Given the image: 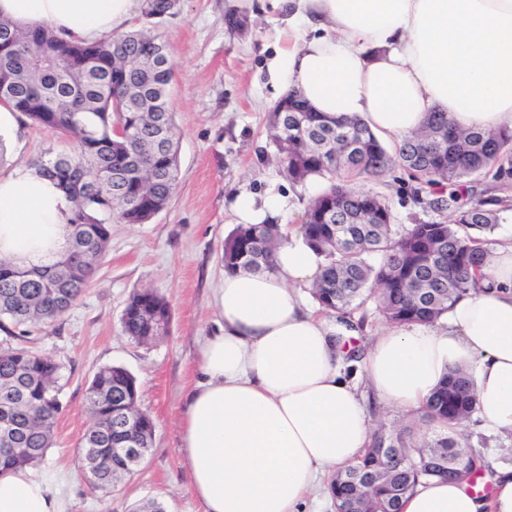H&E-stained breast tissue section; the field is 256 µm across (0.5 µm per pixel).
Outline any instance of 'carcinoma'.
Listing matches in <instances>:
<instances>
[{
  "label": "carcinoma",
  "instance_id": "obj_1",
  "mask_svg": "<svg viewBox=\"0 0 512 512\" xmlns=\"http://www.w3.org/2000/svg\"><path fill=\"white\" fill-rule=\"evenodd\" d=\"M176 0H143L146 19L172 14ZM165 44L142 30L81 41L47 28L21 29L0 18V103L69 141L33 163L55 180L72 204L71 247L54 265L24 268L0 258V326L20 329L19 344L0 348V471L39 465L52 447L63 410L62 366L26 347L29 328L45 326L72 308L105 259L111 223L145 224L163 211L176 186L178 159L169 110L171 68L156 70L155 52ZM269 136L292 182L321 179L300 229L322 258L311 294L319 311L341 318L368 303L391 325L433 323L486 278V235L511 209L498 198L459 203L455 193L434 202L454 213L451 222L412 224L398 231L391 209L377 192L355 180H374L393 166L423 170L427 184L487 175L512 183V132L462 130L446 112L430 113L419 131L388 153L356 115L314 112L290 93L270 113ZM282 234L276 224L239 226L224 240V269L270 271ZM168 301L143 288L129 296L121 332L137 344L167 334ZM140 385L121 366L92 377L79 461L95 490L109 491L130 477L153 447L152 417L139 408ZM473 381L453 368L429 397L425 421L438 428L461 424L473 413ZM132 443L140 455L120 448ZM457 442L446 436L413 439L403 428L381 427L359 461L330 484L335 512H402V500L430 478H466L483 469L481 452L456 459Z\"/></svg>",
  "mask_w": 512,
  "mask_h": 512
}]
</instances>
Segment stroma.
Returning a JSON list of instances; mask_svg holds the SVG:
<instances>
[{
	"label": "stroma",
	"instance_id": "obj_1",
	"mask_svg": "<svg viewBox=\"0 0 512 512\" xmlns=\"http://www.w3.org/2000/svg\"><path fill=\"white\" fill-rule=\"evenodd\" d=\"M128 26L158 36L167 46L178 183L167 207L150 222L113 223L105 263L81 299L28 338L29 347L64 366L65 410L41 469L69 474L65 512H133L147 499L162 502L166 512H200L180 464V418L197 377V340L215 326L213 297L224 274V240L235 227L230 204L243 190L259 198L275 192L288 202L283 223L297 225L322 184L290 183L268 137L261 67L280 26L275 12L251 10L246 0H179L175 14L159 24L137 13ZM66 147L52 130L19 122L0 172ZM363 187L387 199L395 224L450 216L431 207L433 200L447 198L448 186L418 184L401 167ZM146 287L166 296L172 319L167 336L139 345L122 335L120 317L130 292ZM349 322L355 334L347 342L357 356L340 371L359 383L369 344L386 323L371 305L352 313ZM108 365L137 377L141 407L154 420L155 436L132 477L102 493L89 488L78 467V448L89 424L86 389L94 373ZM367 405L373 425L391 430L407 425L419 439L439 434L437 427L406 418L375 397H368Z\"/></svg>",
	"mask_w": 512,
	"mask_h": 512
}]
</instances>
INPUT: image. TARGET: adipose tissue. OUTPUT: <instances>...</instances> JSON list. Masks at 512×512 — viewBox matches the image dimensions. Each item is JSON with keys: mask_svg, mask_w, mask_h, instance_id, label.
<instances>
[{"mask_svg": "<svg viewBox=\"0 0 512 512\" xmlns=\"http://www.w3.org/2000/svg\"><path fill=\"white\" fill-rule=\"evenodd\" d=\"M287 16L265 65L270 103L299 92L316 112L359 116L402 139L428 113L460 129L512 131V0H267ZM138 0H0V17L74 40L124 29ZM280 195L235 196L241 224H269ZM69 203L34 167L0 175V258L47 266L69 246ZM270 272L238 269L215 292L217 328L198 348L200 377L181 413L182 466L202 512H305L325 479L370 440L356 384L340 373L336 330L299 289L321 259L297 227ZM482 289L442 327L382 331L366 380L404 412L421 410L449 368L469 370L483 430L512 433V240L491 250ZM488 494L462 480L421 481L402 512H512V463L486 455ZM0 512H64L51 477L0 472Z\"/></svg>", "mask_w": 512, "mask_h": 512, "instance_id": "adipose-tissue-1", "label": "adipose tissue"}]
</instances>
